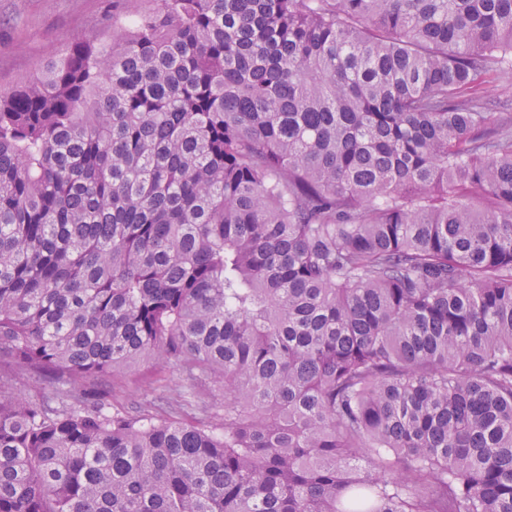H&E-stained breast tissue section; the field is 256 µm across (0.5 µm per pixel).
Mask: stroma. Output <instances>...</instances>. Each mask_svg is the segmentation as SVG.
Wrapping results in <instances>:
<instances>
[{
	"instance_id": "1",
	"label": "stroma",
	"mask_w": 512,
	"mask_h": 512,
	"mask_svg": "<svg viewBox=\"0 0 512 512\" xmlns=\"http://www.w3.org/2000/svg\"><path fill=\"white\" fill-rule=\"evenodd\" d=\"M147 5V0H0V94L11 92L37 76L64 51L68 42L111 38L115 30ZM160 377L169 392H187L178 367L160 372L150 360L105 374L100 382L109 392L110 406L126 407ZM15 390L53 402L85 393L84 387L64 378L26 371L16 372Z\"/></svg>"
}]
</instances>
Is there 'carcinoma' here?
<instances>
[{
  "label": "carcinoma",
  "mask_w": 512,
  "mask_h": 512,
  "mask_svg": "<svg viewBox=\"0 0 512 512\" xmlns=\"http://www.w3.org/2000/svg\"><path fill=\"white\" fill-rule=\"evenodd\" d=\"M512 0H151L0 95V512H512ZM162 377L170 393H186L189 386L183 380L178 367L171 365L165 371L159 373L153 361L144 360L129 369L120 372L107 373L98 380V385L107 387L110 393L107 403L113 407H126L135 402L137 394L152 385L154 381ZM15 390L33 398L58 401L61 398L84 396L94 387L92 385L77 386L58 376H44L26 371H17L15 374Z\"/></svg>",
  "instance_id": "carcinoma-1"
}]
</instances>
